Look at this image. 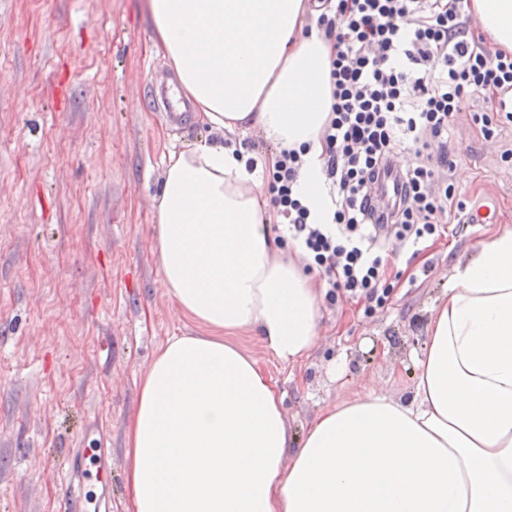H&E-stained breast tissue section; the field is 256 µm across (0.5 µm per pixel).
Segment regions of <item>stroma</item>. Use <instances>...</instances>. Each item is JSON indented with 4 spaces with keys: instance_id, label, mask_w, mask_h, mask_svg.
Here are the masks:
<instances>
[{
    "instance_id": "obj_1",
    "label": "stroma",
    "mask_w": 512,
    "mask_h": 512,
    "mask_svg": "<svg viewBox=\"0 0 512 512\" xmlns=\"http://www.w3.org/2000/svg\"><path fill=\"white\" fill-rule=\"evenodd\" d=\"M146 0H5L0 6V512H64L74 455L99 449L109 512H131L128 425L141 379L174 336L206 329L178 309L156 251L167 149L207 137L141 92L169 72ZM512 125L451 133L449 178L491 224H453L418 255L389 247L384 307L320 301L316 349L286 365L250 331L233 337L277 383L291 430L368 390L411 394L435 300L458 262L512 227Z\"/></svg>"
}]
</instances>
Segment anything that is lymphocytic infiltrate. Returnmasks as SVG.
<instances>
[{
	"label": "lymphocytic infiltrate",
	"instance_id": "lymphocytic-infiltrate-1",
	"mask_svg": "<svg viewBox=\"0 0 512 512\" xmlns=\"http://www.w3.org/2000/svg\"><path fill=\"white\" fill-rule=\"evenodd\" d=\"M321 7L317 25L334 45L322 220L298 191L300 150L275 148L267 189L276 226L322 269L327 296L340 291L377 307L388 299L386 244L417 250L449 219L456 115L481 98L482 131L512 123V52L487 47L467 0H323ZM403 150L415 163L394 169Z\"/></svg>",
	"mask_w": 512,
	"mask_h": 512
}]
</instances>
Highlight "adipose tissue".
<instances>
[{
  "mask_svg": "<svg viewBox=\"0 0 512 512\" xmlns=\"http://www.w3.org/2000/svg\"><path fill=\"white\" fill-rule=\"evenodd\" d=\"M181 95L216 134L303 148L319 208L330 42L310 0H148ZM512 51V0H470ZM269 197L233 148L167 154L156 247L168 295L208 336L168 340L145 372L127 446L134 512H512V228L480 242L431 308L410 399L375 391L291 433L277 385L232 342L280 361L319 339L321 285L272 236Z\"/></svg>",
  "mask_w": 512,
  "mask_h": 512,
  "instance_id": "obj_1",
  "label": "adipose tissue"
}]
</instances>
